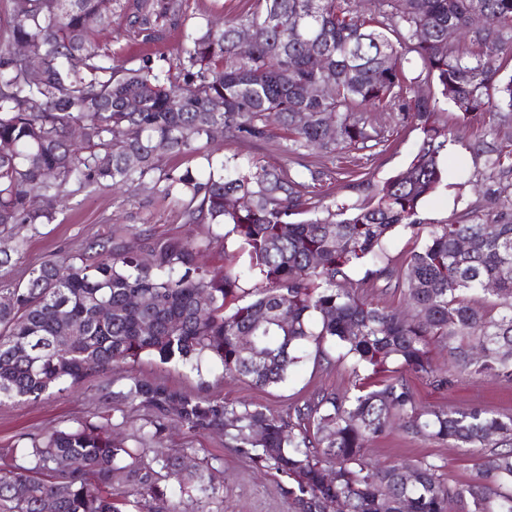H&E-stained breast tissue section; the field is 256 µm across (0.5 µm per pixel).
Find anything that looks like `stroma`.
I'll use <instances>...</instances> for the list:
<instances>
[{"instance_id": "35a3bbf8", "label": "stroma", "mask_w": 512, "mask_h": 512, "mask_svg": "<svg viewBox=\"0 0 512 512\" xmlns=\"http://www.w3.org/2000/svg\"><path fill=\"white\" fill-rule=\"evenodd\" d=\"M125 9H117L110 24L98 27L92 42L115 60L130 65L142 56H150L161 67L175 62L184 46L180 30L166 29L163 37L153 43L130 42L126 35ZM453 134L444 152L443 163L448 177L429 196L421 217L427 224L453 223L466 214L475 213L494 218L503 202L495 194V185L486 178L485 156L479 142H493L491 125L497 119L479 115L460 123L454 108L440 114ZM418 133L412 128L399 129L389 141L376 146L365 166L366 173L384 178L404 167L413 155ZM285 129L273 128L268 141L244 143L216 135L207 150L216 157L253 156L271 166L289 165L292 156L286 145ZM122 230L127 244L137 247L141 234L156 236L193 235L208 239L214 231L208 226L181 223L178 208L164 200L152 181L130 189L115 190L92 186L72 193L65 206L57 207L55 219L49 224L25 225L14 230H0V250L18 251L11 266L0 268V282H22L30 268L58 255L76 257L84 253L96 238ZM157 378L171 386L226 401L254 400L273 413L282 414L302 405L319 392L346 387L352 379L350 363L338 349H330L328 358L306 359L292 371L286 384L258 388L244 377L224 376L221 366L209 365L201 371L182 366L162 365L145 357L133 365L119 364L91 373L75 389L32 401L0 403V448L13 445L21 435L45 434L55 429L76 425L87 416L103 412L112 419V438L126 446H136L134 430L142 424L146 411L128 404L106 401L105 393L119 390L129 374ZM411 384L423 407L482 406L496 412L512 413V385H501L492 377L462 378L445 391L433 390L425 379L412 376ZM165 445L184 451L189 460H207L224 478V512H289L287 501L280 494L282 477L275 472H258L248 460L224 445L222 435L208 431H191L169 420ZM370 461L379 465L404 464L422 457L441 463L449 480L469 481L476 473L477 452L458 448L451 443L411 438L393 431L374 440L366 450Z\"/></svg>"}]
</instances>
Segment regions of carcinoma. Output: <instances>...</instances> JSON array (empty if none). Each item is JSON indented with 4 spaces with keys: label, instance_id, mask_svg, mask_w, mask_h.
Listing matches in <instances>:
<instances>
[{
    "label": "carcinoma",
    "instance_id": "1",
    "mask_svg": "<svg viewBox=\"0 0 512 512\" xmlns=\"http://www.w3.org/2000/svg\"><path fill=\"white\" fill-rule=\"evenodd\" d=\"M117 2L11 0L0 19V227L51 223L43 201L66 202L74 185L149 178L184 223L224 229L215 236L224 265L200 262L211 240L148 236L134 250L115 231L86 259L49 260L23 283L0 282V401L37 400L144 356L217 363L265 388L284 383L302 358L338 347L354 375L376 380L354 383L352 393L323 391L283 416L258 401L226 403L131 375L113 398L150 411L141 446L114 443L111 418L96 415L0 448V512H44L48 499L55 512H184L176 493L189 496L191 512H211L224 501L214 468H188L160 445L172 412L188 429L224 432L254 468L282 476L293 512L331 504L448 512L450 502L460 512H512V415L423 409L405 376L420 374L436 390L461 376L512 384V207L493 222L420 218L445 176L451 130L440 101L464 119L512 122V75L498 79L512 60V0H373L367 14L357 0H252L222 26L187 14L182 0H135L129 39H151L161 21L184 32L182 55L166 71L149 56L118 66L91 44ZM244 31L252 42L240 56ZM19 44L41 59L38 78L28 76ZM409 53L437 94L408 77ZM310 85L323 93L304 95ZM131 99L138 110L127 109ZM385 114L419 132L410 162L382 181L349 179V195L325 203L314 188L327 172L310 158L380 143ZM272 116L288 130L289 167L211 154L204 178L159 166L165 154L199 151L219 128L265 142ZM486 164L501 189L512 186V150L488 152ZM400 228L424 241L396 267L383 245ZM356 266L364 276L347 287ZM381 279L409 314L368 300ZM62 330L76 339L58 340ZM435 343L448 347L438 365ZM395 426L479 449L476 475L451 484L430 457L371 464L368 443Z\"/></svg>",
    "mask_w": 512,
    "mask_h": 512
}]
</instances>
